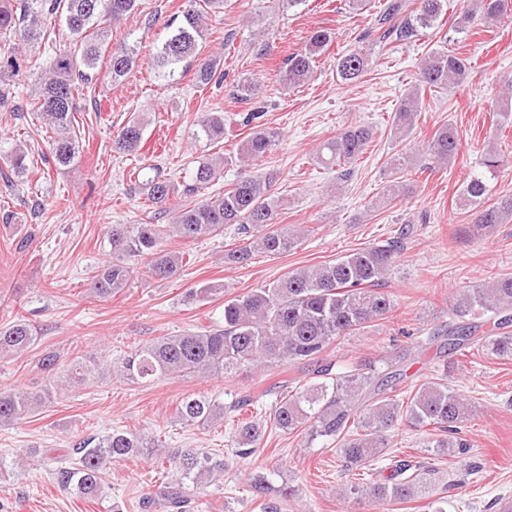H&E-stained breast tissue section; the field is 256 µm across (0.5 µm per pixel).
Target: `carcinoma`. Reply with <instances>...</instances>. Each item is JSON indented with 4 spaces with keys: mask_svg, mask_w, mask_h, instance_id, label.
<instances>
[{
    "mask_svg": "<svg viewBox=\"0 0 512 512\" xmlns=\"http://www.w3.org/2000/svg\"><path fill=\"white\" fill-rule=\"evenodd\" d=\"M138 7V0H0V41L8 47L0 54V106L12 98L11 82L19 76L23 59L21 46L45 41L58 22H65L70 36L42 68L31 110L49 134L48 165L67 166L80 152L75 129L76 114L86 84L96 74L102 54L108 65L103 77L111 84L122 83L133 71L139 48L129 44L110 45L112 25ZM448 0H386L375 18L376 42L392 44L409 41L421 29L431 28L446 13ZM224 8V0H182L181 19L157 47L153 66L158 76L173 82L188 69L197 81L208 85L221 78L220 59L201 56L205 19ZM486 23H498L512 16V0H471L470 8L458 15L456 31H469L473 15ZM333 41L327 29H314L305 45L288 55L280 70V80L290 87L307 83L317 58ZM368 35L359 36L361 46L336 58V72L348 83L356 82L371 62L370 49L363 47ZM471 59L458 49H434L422 59L420 79L406 93L394 113L395 129L403 135L413 129L422 110L424 94L434 88H454L462 84ZM504 90L496 104V125L512 126V77L503 81ZM263 111L255 107L241 117V125L251 128L241 142L237 161L241 171L224 192L204 197L228 158L216 156L199 162L190 183L177 190L162 167H150L146 180L149 208L171 215L169 224H114L109 231L112 258L105 260L90 277L87 290L108 301L129 287L137 276L135 260H146L151 276L167 280L181 274L190 262V253L166 248L168 237L187 242L216 236L224 226L235 224L246 241L224 255L230 265H244L256 252L281 256L294 249L301 230L277 222L283 198L271 192L275 175L247 170L251 162L271 154L278 132L262 128L257 120ZM196 138L214 141L224 138V113L208 112L198 121ZM145 126L141 118H130L112 139V151L132 154L139 150ZM372 138L367 126H349L325 141L318 158L326 166L350 175L351 166L365 153ZM461 139L453 125L440 127L427 141V149L438 165L459 155ZM509 164V157L490 148L481 166L494 175ZM403 156L391 158L390 179L382 187L380 201L387 206L401 193ZM26 150L18 146L0 158V173L27 174ZM489 188L482 175L471 176L460 200L475 215L473 224L490 227L512 219V195L486 203ZM410 230L379 245H368L332 262L297 268L284 273L272 284L224 300V325L199 331L162 336L135 347L125 356L117 372L127 380L150 382L173 375H222L227 377L252 367L273 369L285 393L269 416V423L251 414L252 398L245 396L229 405L201 393L184 396L176 406L179 421L188 426L208 427L229 417L236 423L239 458H248L263 445L266 425L285 433L305 431L311 437L336 444L348 474L360 481L348 483L345 498H363L374 505L405 502L430 497L421 481L419 468L407 459L388 453V432L399 419L406 418L419 429L429 431L424 447L442 454L451 448L463 452L466 440L459 426L471 414L469 402L448 387L444 378L414 385L411 391H397L403 367L414 351L402 347L341 372L323 358L338 340L353 336L371 323L391 320L395 312L392 296L383 290L400 261L403 240ZM37 341L31 324L18 319L0 328V354H21ZM440 343L452 353L476 350L500 360L512 361V273H498L491 281L457 290L450 304L448 327L426 338L425 344ZM41 367L62 383H94L95 370L81 357L65 364L53 351L44 352ZM304 377H294L295 372ZM49 392L15 389L0 392V423L14 422L38 411ZM25 455L53 456L60 461L55 472L58 483L84 497L97 495L107 465L133 458H153L164 473L176 471L177 478L160 476L156 496L168 507L182 512L195 491L224 474V459L215 453L172 448L158 435L142 436L114 429L105 435L88 436L71 448H30ZM387 462L390 474L383 481H365L367 471L377 462ZM252 498L260 501L261 512H282L284 503L296 496L289 486H273L263 473L248 483Z\"/></svg>",
    "mask_w": 512,
    "mask_h": 512,
    "instance_id": "obj_1",
    "label": "carcinoma"
}]
</instances>
